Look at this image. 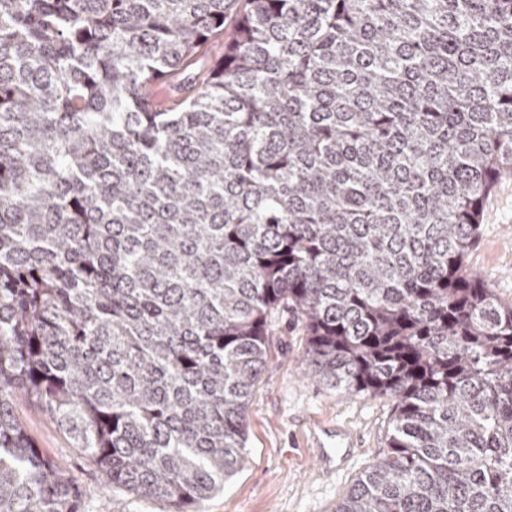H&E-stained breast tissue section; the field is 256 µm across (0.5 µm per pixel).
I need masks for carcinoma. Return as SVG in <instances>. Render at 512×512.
Returning <instances> with one entry per match:
<instances>
[{
    "mask_svg": "<svg viewBox=\"0 0 512 512\" xmlns=\"http://www.w3.org/2000/svg\"><path fill=\"white\" fill-rule=\"evenodd\" d=\"M0 0V512H80L13 411L174 512L240 467L273 313L396 402L337 512H512V0ZM466 267L512 304V176L497 182L483 206L480 235L466 257Z\"/></svg>",
    "mask_w": 512,
    "mask_h": 512,
    "instance_id": "cac0c4a2",
    "label": "carcinoma"
}]
</instances>
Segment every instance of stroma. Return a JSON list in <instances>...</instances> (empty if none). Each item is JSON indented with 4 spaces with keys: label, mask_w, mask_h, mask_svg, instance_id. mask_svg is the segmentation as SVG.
I'll list each match as a JSON object with an SVG mask.
<instances>
[{
    "label": "stroma",
    "mask_w": 512,
    "mask_h": 512,
    "mask_svg": "<svg viewBox=\"0 0 512 512\" xmlns=\"http://www.w3.org/2000/svg\"><path fill=\"white\" fill-rule=\"evenodd\" d=\"M466 267L500 301L512 304V176L499 180L486 198L480 235ZM307 339L292 311L275 312L268 365L248 409L241 467L222 492L200 504L199 512H336L362 474L387 454L394 400L343 393L305 376ZM14 411L42 456L77 482L82 512H172L165 502L111 487L97 464L75 448L36 402L17 397ZM319 424L344 428L356 443L353 455L336 460L328 478L317 470L309 441L311 428Z\"/></svg>",
    "instance_id": "35a3bbf8"
}]
</instances>
